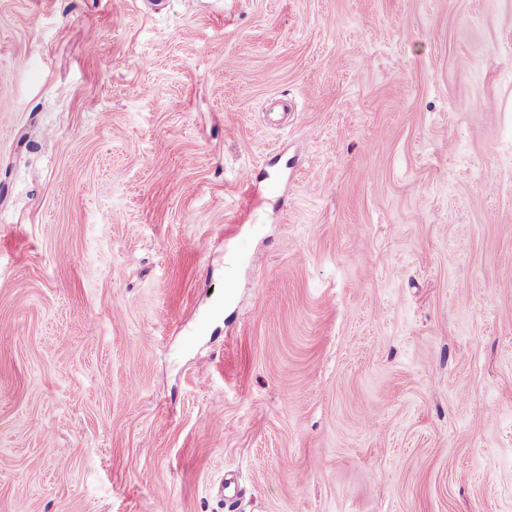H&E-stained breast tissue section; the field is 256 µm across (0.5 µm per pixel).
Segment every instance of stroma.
<instances>
[{
  "label": "stroma",
  "instance_id": "35a3bbf8",
  "mask_svg": "<svg viewBox=\"0 0 512 512\" xmlns=\"http://www.w3.org/2000/svg\"><path fill=\"white\" fill-rule=\"evenodd\" d=\"M0 512H512V0H0Z\"/></svg>",
  "mask_w": 512,
  "mask_h": 512
}]
</instances>
